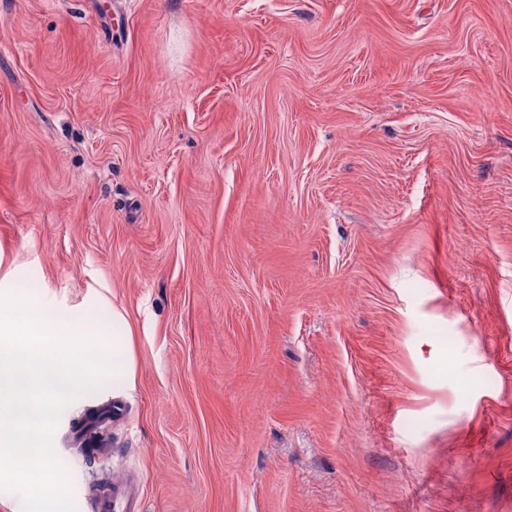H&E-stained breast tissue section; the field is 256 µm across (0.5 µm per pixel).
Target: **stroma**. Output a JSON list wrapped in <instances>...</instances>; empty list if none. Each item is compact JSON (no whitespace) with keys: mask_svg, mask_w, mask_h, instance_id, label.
<instances>
[{"mask_svg":"<svg viewBox=\"0 0 512 512\" xmlns=\"http://www.w3.org/2000/svg\"><path fill=\"white\" fill-rule=\"evenodd\" d=\"M9 272L134 331L78 512H512V0H0ZM90 512H143L141 493L124 482H105L87 498Z\"/></svg>","mask_w":512,"mask_h":512,"instance_id":"1","label":"stroma"}]
</instances>
